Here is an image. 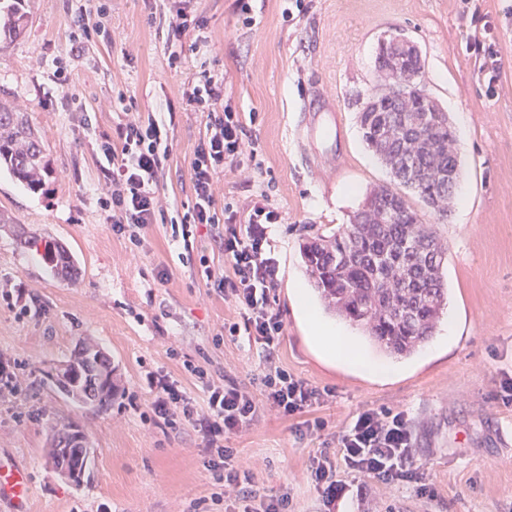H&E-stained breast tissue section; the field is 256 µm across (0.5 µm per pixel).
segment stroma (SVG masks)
<instances>
[{
    "label": "stroma",
    "mask_w": 512,
    "mask_h": 512,
    "mask_svg": "<svg viewBox=\"0 0 512 512\" xmlns=\"http://www.w3.org/2000/svg\"><path fill=\"white\" fill-rule=\"evenodd\" d=\"M287 6L253 0L246 25L233 0H32L23 36L0 50V89L27 112L48 162L36 192L0 170V369L13 378L0 388V461L29 471V512H195L201 500L208 512H238L212 499L222 487L202 434L155 418L144 384L164 377L206 412L191 363L215 384L260 397L266 362L246 337L225 335L236 309L206 282L228 270L222 229L197 225L186 244L170 225L153 224L135 246L113 234L98 200L107 168L100 138L117 136L131 106L166 125L170 158L159 181L169 215L193 205L190 162L207 115L185 92L204 70L223 78L233 108L255 113L246 131L262 162L256 172L224 171L214 209L223 213L229 200L247 214L263 190L278 208L281 221L269 228L284 323L275 359L325 393L314 410L328 423L323 432H298V419L264 411L226 440L253 463V490L288 495V512H324L310 480L317 450L362 411L403 410L413 465L434 498L342 470L335 512H512V406L494 398L512 376V0ZM82 10L101 33L75 53L72 17ZM179 10L208 24L190 33L173 65L165 21ZM476 13L492 25L502 60L493 84L467 49ZM398 31L421 52L420 83L448 114L462 169L446 216H424L448 248L450 295L446 318L417 354L397 360L366 343L372 367L359 370L323 355L295 314L293 282L308 278L307 234L348 223L373 189L394 183L364 142L358 114L392 82L376 58L381 38ZM21 230L38 245H21ZM47 241L66 245L76 277L46 267ZM83 342L111 360L116 389L102 407L67 398L48 376ZM68 426L91 448L78 485L49 456L53 431Z\"/></svg>",
    "instance_id": "obj_1"
}]
</instances>
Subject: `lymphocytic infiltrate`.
<instances>
[{
  "label": "lymphocytic infiltrate",
  "mask_w": 512,
  "mask_h": 512,
  "mask_svg": "<svg viewBox=\"0 0 512 512\" xmlns=\"http://www.w3.org/2000/svg\"><path fill=\"white\" fill-rule=\"evenodd\" d=\"M198 111L207 115V136L196 146L191 160L195 203L181 221V236L190 239L196 224L224 225V258L232 267L230 277L218 281L228 290L238 313L226 324L229 335H245L260 348L265 361H272L283 334L280 314L272 293L279 280V265L272 255L267 229L281 215L266 193H258L247 219H240L233 203H225L223 216L212 212L215 186L225 168H247L257 151L246 138L241 113L223 105L224 83L205 77L191 84L188 93ZM122 145L102 140L99 146L107 164V181L101 187L100 205L113 233L139 243L138 231L148 224L166 221L158 193V179L170 155L168 134L155 116H133L123 128ZM263 402H256L236 384L208 385V411L199 413L167 379L148 377L153 398L151 410L167 424L179 423L202 432L211 455L209 467L222 483L225 495L243 502L242 512H288L287 496L257 498L251 489L247 468L234 449L224 446L225 435L242 432L255 420L260 406L278 414L294 416L308 412L323 397L320 390L283 369L265 373L261 379ZM340 457L321 449L311 462L310 479L325 506H332L343 487L339 468L378 477L388 484H416L423 496H434L422 473L412 467L413 436L404 411L366 410L339 434Z\"/></svg>",
  "instance_id": "1"
}]
</instances>
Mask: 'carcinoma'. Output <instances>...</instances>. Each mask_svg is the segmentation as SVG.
I'll list each match as a JSON object with an SVG mask.
<instances>
[{"mask_svg":"<svg viewBox=\"0 0 512 512\" xmlns=\"http://www.w3.org/2000/svg\"><path fill=\"white\" fill-rule=\"evenodd\" d=\"M30 0H9L0 10V48L23 32ZM420 57L402 62L403 84L376 95L373 111L359 113L366 145L389 166L411 171L419 178L413 185L401 179L371 195L356 216L329 233L307 238L301 255L308 278L326 309L358 326L372 345L395 357L411 356L434 334L448 304L443 276L447 248L428 225L422 223L411 202L415 195L440 212L452 185L428 176L434 166L448 170L456 165L455 136L448 113H433L434 121L418 132L412 127L414 113L407 108L431 103L417 82ZM0 168L37 190L47 171L44 149L27 113L0 101ZM44 260L51 271L73 267L72 255L58 243H45ZM110 359L84 347L68 361V371L87 379L108 376Z\"/></svg>","mask_w":512,"mask_h":512,"instance_id":"obj_1","label":"carcinoma"}]
</instances>
